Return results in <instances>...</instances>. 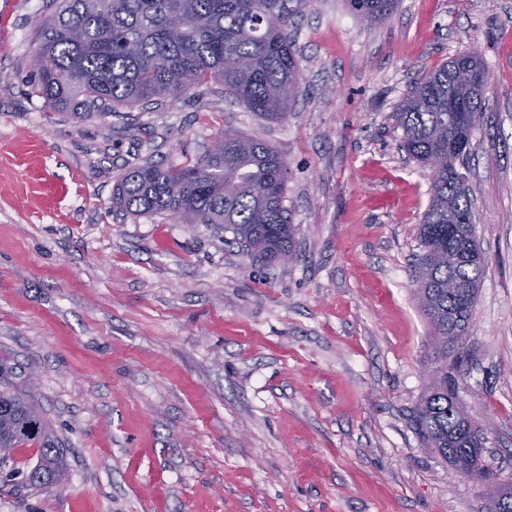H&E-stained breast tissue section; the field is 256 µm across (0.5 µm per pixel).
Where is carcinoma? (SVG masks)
Wrapping results in <instances>:
<instances>
[{"label":"carcinoma","mask_w":512,"mask_h":512,"mask_svg":"<svg viewBox=\"0 0 512 512\" xmlns=\"http://www.w3.org/2000/svg\"><path fill=\"white\" fill-rule=\"evenodd\" d=\"M315 0H59L41 28L42 58L30 94L55 111L86 119L120 108H147L216 81L224 93L270 121L288 117L300 87L302 55L290 27ZM369 25L385 21L397 0H348ZM233 57L232 68L224 65ZM486 71L465 52L429 70L411 87L395 127L401 146L423 166L436 168L429 204L419 227L415 293L430 335H464L476 305L483 255L472 223V199L458 181L456 161L468 147L482 111ZM456 100L469 119L448 118ZM288 166L270 144L244 133L182 166L144 165L118 182L115 203L130 216L176 215L187 224H218L254 265L296 257L298 225L284 205ZM441 365L413 411L422 443L457 469L493 479L482 464L472 421L456 409L462 355L448 360V345H435ZM0 363V466L24 477L22 486L48 489L65 476L66 449L52 434L33 395L13 382ZM37 447L36 464L24 471L21 447Z\"/></svg>","instance_id":"cac0c4a2"}]
</instances>
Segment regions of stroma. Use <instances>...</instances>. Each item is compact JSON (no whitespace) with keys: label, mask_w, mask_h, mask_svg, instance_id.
Wrapping results in <instances>:
<instances>
[{"label":"stroma","mask_w":512,"mask_h":512,"mask_svg":"<svg viewBox=\"0 0 512 512\" xmlns=\"http://www.w3.org/2000/svg\"><path fill=\"white\" fill-rule=\"evenodd\" d=\"M54 0H0V360L68 478L0 487V512H485L484 488L408 421L435 366L414 294L432 171L389 116L428 69L492 74L467 156L485 268L459 399L512 484V0H399L383 23L315 0L301 92L271 122L208 84L86 120L29 93ZM233 129L288 165L297 259L257 269L231 234L133 218L112 188L202 158Z\"/></svg>","instance_id":"obj_1"}]
</instances>
